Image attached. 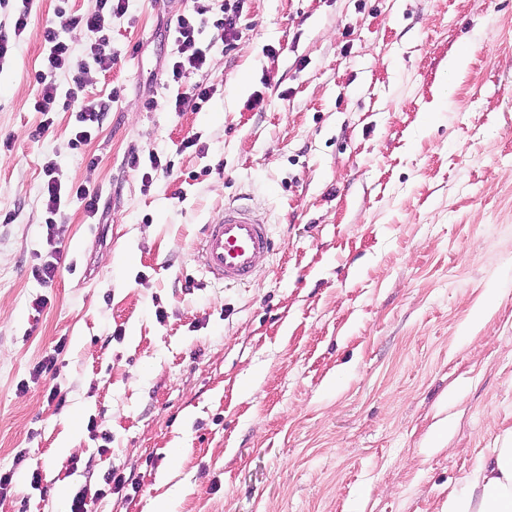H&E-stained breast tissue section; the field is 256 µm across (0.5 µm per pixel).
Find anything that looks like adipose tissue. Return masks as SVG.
Segmentation results:
<instances>
[{
    "label": "adipose tissue",
    "instance_id": "ef3b65f1",
    "mask_svg": "<svg viewBox=\"0 0 512 512\" xmlns=\"http://www.w3.org/2000/svg\"><path fill=\"white\" fill-rule=\"evenodd\" d=\"M447 512H512V442L494 449L464 487L449 494Z\"/></svg>",
    "mask_w": 512,
    "mask_h": 512
}]
</instances>
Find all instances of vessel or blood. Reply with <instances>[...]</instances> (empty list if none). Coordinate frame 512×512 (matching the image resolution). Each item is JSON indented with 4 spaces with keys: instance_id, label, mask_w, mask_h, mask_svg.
I'll return each instance as SVG.
<instances>
[{
    "instance_id": "obj_1",
    "label": "vessel or blood",
    "mask_w": 512,
    "mask_h": 512,
    "mask_svg": "<svg viewBox=\"0 0 512 512\" xmlns=\"http://www.w3.org/2000/svg\"><path fill=\"white\" fill-rule=\"evenodd\" d=\"M279 245L266 218L255 208L229 203L203 228L197 259L203 273L215 283H250L258 267Z\"/></svg>"
}]
</instances>
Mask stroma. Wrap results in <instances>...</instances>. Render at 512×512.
I'll use <instances>...</instances> for the list:
<instances>
[{
	"label": "stroma",
	"mask_w": 512,
	"mask_h": 512,
	"mask_svg": "<svg viewBox=\"0 0 512 512\" xmlns=\"http://www.w3.org/2000/svg\"><path fill=\"white\" fill-rule=\"evenodd\" d=\"M94 7L38 0L0 67V512H445L512 439V0H245L179 83L192 0H129L78 153L71 108L39 136L32 99L43 27ZM50 177L98 213L46 228ZM232 201L279 249L227 288L195 248ZM193 14L179 15L176 22H170L168 39L176 51L168 59L166 72L174 82H180L186 74L201 70L207 63L206 49L199 45V36L208 24L209 0H194ZM227 3L222 11V18L213 22V25L221 31V40L224 41V47L231 49L239 35L241 17L243 12V0H226ZM230 2H233L232 4Z\"/></svg>",
	"instance_id": "obj_1"
}]
</instances>
